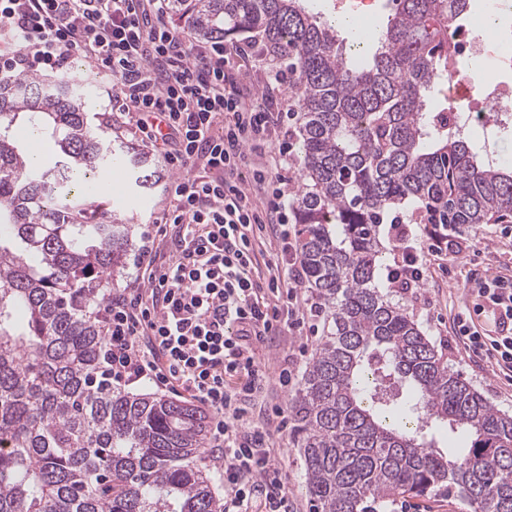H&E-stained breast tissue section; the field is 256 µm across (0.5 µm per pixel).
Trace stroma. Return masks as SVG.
Returning a JSON list of instances; mask_svg holds the SVG:
<instances>
[{
  "instance_id": "stroma-1",
  "label": "stroma",
  "mask_w": 512,
  "mask_h": 512,
  "mask_svg": "<svg viewBox=\"0 0 512 512\" xmlns=\"http://www.w3.org/2000/svg\"><path fill=\"white\" fill-rule=\"evenodd\" d=\"M111 111V88L93 85L92 102L88 111L90 126L97 131H106L113 143H123L135 147L138 152L152 154L150 145L127 131L108 124L107 117ZM175 176V171L162 165L158 168L157 177L152 178L148 185L131 187L125 203H116L113 198L104 195L95 198V206L118 215L134 226L132 246L125 268L121 275L114 277L113 287L124 288L132 282L134 260L147 232L151 231L154 221L161 216L166 206L164 187ZM499 230L500 227L496 224L466 228V235L494 240V248L452 264L440 256L430 257L427 262V281L419 296L415 297L388 289L386 269L393 262V242L388 224H381L379 231L384 250L375 269L372 284L379 291L390 292L393 300L406 304L420 329L445 354L449 366L463 373L496 408L512 411V376L505 372L492 371L491 368L470 359L462 342L451 330L453 315L472 304L468 292L470 279L490 281L497 277H512V239L500 238ZM322 324V319L310 317L302 332H284L273 344L258 350L257 357L270 380L267 397L269 405L288 408L297 387L293 384L284 387L279 383L283 358L288 351H297L299 368H306L320 344L319 328ZM271 444L274 448V462L286 477V491L294 512H309L305 473L299 461L292 429L286 428L282 432L273 433ZM388 512H470V506L455 493L443 489L424 497L399 499Z\"/></svg>"
}]
</instances>
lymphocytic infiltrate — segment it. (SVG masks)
I'll list each match as a JSON object with an SVG mask.
<instances>
[{
  "mask_svg": "<svg viewBox=\"0 0 512 512\" xmlns=\"http://www.w3.org/2000/svg\"><path fill=\"white\" fill-rule=\"evenodd\" d=\"M167 0H0V79L63 69L71 55L93 59L96 75L116 78L112 109L177 176L168 207L136 258L133 287L108 293L100 372L111 385L149 382L184 392L213 416L210 454L224 482V512H287L283 474L271 456L269 426L250 421L269 384L256 352L284 330H301L303 264L288 229L293 147L278 131L291 112L273 111L272 88L288 81L266 70L257 89L243 84L239 45L196 43L167 21ZM273 230L276 259L258 266L255 244ZM487 244L449 231L422 240L398 229L390 287L422 288L428 256L479 253ZM488 307L458 313L468 354L512 371V280L484 284ZM494 323L475 331L474 315Z\"/></svg>",
  "mask_w": 512,
  "mask_h": 512,
  "instance_id": "obj_1",
  "label": "lymphocytic infiltrate"
}]
</instances>
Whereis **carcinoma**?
<instances>
[{
	"instance_id": "1",
	"label": "carcinoma",
	"mask_w": 512,
	"mask_h": 512,
	"mask_svg": "<svg viewBox=\"0 0 512 512\" xmlns=\"http://www.w3.org/2000/svg\"><path fill=\"white\" fill-rule=\"evenodd\" d=\"M387 6L386 25L348 47L309 0H171L198 37H246L276 59L298 102L293 210L325 314L290 403L312 512H378L444 482L472 512H512V415L371 285L388 209L407 202L435 230L503 222L512 168L489 165L432 99L470 0ZM90 92L0 80V512H219L194 464L203 412L100 382L91 309L132 226L87 199L117 161L141 185L155 172L90 127ZM432 424L467 446L438 448Z\"/></svg>"
}]
</instances>
